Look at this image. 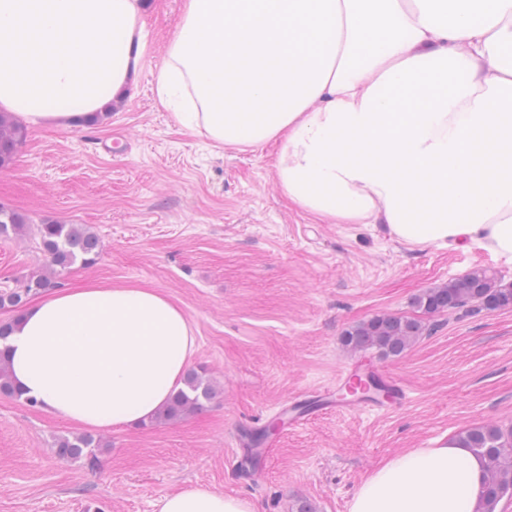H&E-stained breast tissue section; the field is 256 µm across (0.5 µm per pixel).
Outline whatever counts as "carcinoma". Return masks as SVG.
<instances>
[{
	"mask_svg": "<svg viewBox=\"0 0 512 512\" xmlns=\"http://www.w3.org/2000/svg\"><path fill=\"white\" fill-rule=\"evenodd\" d=\"M26 136L24 126L0 113L1 168L11 163ZM29 228L24 214L0 205V237L22 236ZM38 235L46 262L26 274L16 287L0 289V311L10 314L8 319L0 321V340L6 338L8 328L22 313L30 297L57 284V279L75 264L83 267L95 264L102 251L100 239L85 224L45 222L38 225ZM413 307L429 316L462 308L473 314L483 310L512 309V287L497 284L491 271L478 269L444 286L424 291L414 298ZM431 331V325L418 316L382 314L352 327L343 336V343L355 353L375 350L386 357H398ZM218 393L219 387L213 381L189 370L183 378V387L171 394L153 420L156 423L180 421L203 410ZM0 394L21 399L30 407L37 406L15 387L1 350ZM457 440L471 449L484 467L485 491L479 512H497L502 498L512 496V428L505 430L497 424H484L463 431ZM102 447V440L90 434L60 437L55 442L59 458L81 461L92 470L99 467L96 449Z\"/></svg>",
	"mask_w": 512,
	"mask_h": 512,
	"instance_id": "1",
	"label": "carcinoma"
}]
</instances>
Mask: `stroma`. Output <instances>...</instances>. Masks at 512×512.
<instances>
[{
  "mask_svg": "<svg viewBox=\"0 0 512 512\" xmlns=\"http://www.w3.org/2000/svg\"><path fill=\"white\" fill-rule=\"evenodd\" d=\"M146 2V45L111 116L85 129L28 126L0 169V203L35 224L90 226L99 259L59 287L167 296L196 338L189 368L222 392L175 424L100 429L94 471L54 451L78 426L0 395V512H156L195 485L243 495L256 512H348L392 455L487 422L511 427L512 309L433 317L434 331L399 357L350 353L341 338L374 315L412 314L415 295L477 268L512 285V262L475 245L412 247L383 225L327 224L289 206L275 143L221 148L162 106L156 79L183 0ZM43 261L38 237L0 238V288ZM362 359L402 385L403 404L327 411L251 446L283 406Z\"/></svg>",
  "mask_w": 512,
  "mask_h": 512,
  "instance_id": "obj_1",
  "label": "stroma"
}]
</instances>
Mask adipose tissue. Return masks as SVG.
Masks as SVG:
<instances>
[{
	"instance_id": "obj_1",
	"label": "adipose tissue",
	"mask_w": 512,
	"mask_h": 512,
	"mask_svg": "<svg viewBox=\"0 0 512 512\" xmlns=\"http://www.w3.org/2000/svg\"><path fill=\"white\" fill-rule=\"evenodd\" d=\"M142 0H0V109L80 126L121 99ZM174 122L222 146L278 147L283 196L331 224L512 262V0H184L157 79ZM24 396L77 426L151 419L196 339L181 308L90 283L29 307L4 343ZM481 460L457 440L374 468L348 512H478ZM156 512H255L192 486Z\"/></svg>"
}]
</instances>
